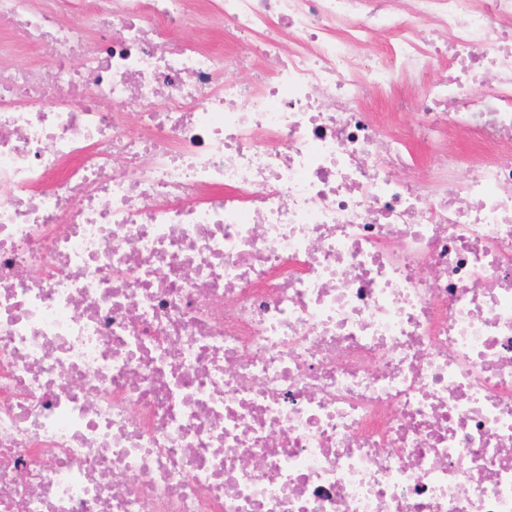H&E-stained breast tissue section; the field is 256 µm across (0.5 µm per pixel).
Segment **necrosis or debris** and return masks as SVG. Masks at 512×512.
Here are the masks:
<instances>
[{
    "instance_id": "1",
    "label": "necrosis or debris",
    "mask_w": 512,
    "mask_h": 512,
    "mask_svg": "<svg viewBox=\"0 0 512 512\" xmlns=\"http://www.w3.org/2000/svg\"><path fill=\"white\" fill-rule=\"evenodd\" d=\"M68 7L0 0V512H512V0ZM188 40L204 41L215 49L222 50L231 43L230 36L224 31L223 23H213L203 30H191L183 34Z\"/></svg>"
}]
</instances>
